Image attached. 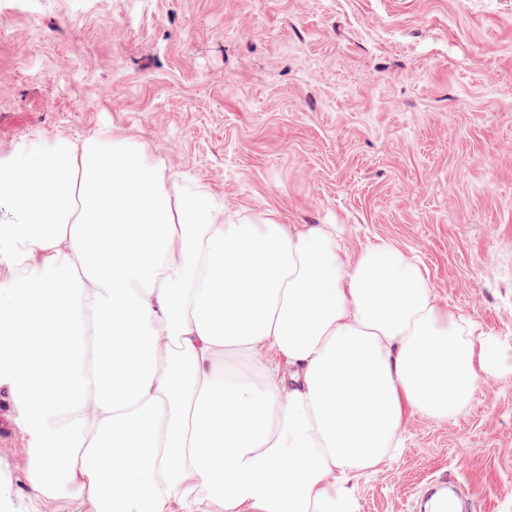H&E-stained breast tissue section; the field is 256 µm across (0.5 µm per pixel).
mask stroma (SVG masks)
I'll use <instances>...</instances> for the list:
<instances>
[{"label": "stroma", "mask_w": 512, "mask_h": 512, "mask_svg": "<svg viewBox=\"0 0 512 512\" xmlns=\"http://www.w3.org/2000/svg\"><path fill=\"white\" fill-rule=\"evenodd\" d=\"M0 161L102 131L172 183L253 219L334 224L425 265L437 301L512 345V0H0ZM0 399V498L33 497L29 439ZM355 482L359 512H422L454 479L512 512V375L456 417L404 421Z\"/></svg>", "instance_id": "1"}]
</instances>
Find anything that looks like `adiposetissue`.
<instances>
[{"label":"adipose tissue","mask_w":512,"mask_h":512,"mask_svg":"<svg viewBox=\"0 0 512 512\" xmlns=\"http://www.w3.org/2000/svg\"><path fill=\"white\" fill-rule=\"evenodd\" d=\"M0 201V393L30 493L83 512H359L351 481L406 416L453 418L512 374L416 256L229 212L136 140L24 144Z\"/></svg>","instance_id":"ef3b65f1"}]
</instances>
